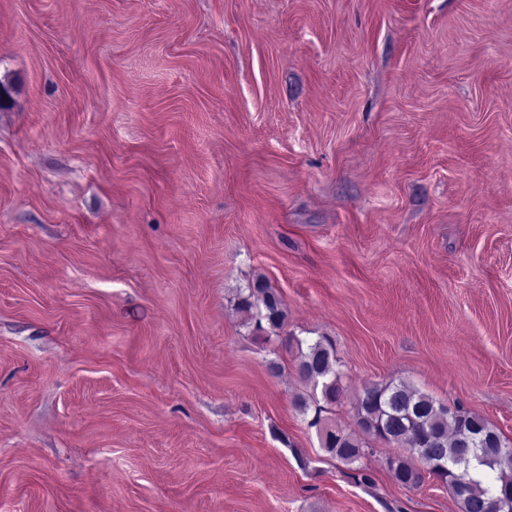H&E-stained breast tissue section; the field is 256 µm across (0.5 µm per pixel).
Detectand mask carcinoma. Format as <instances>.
I'll use <instances>...</instances> for the list:
<instances>
[{
	"instance_id": "cac0c4a2",
	"label": "carcinoma",
	"mask_w": 512,
	"mask_h": 512,
	"mask_svg": "<svg viewBox=\"0 0 512 512\" xmlns=\"http://www.w3.org/2000/svg\"><path fill=\"white\" fill-rule=\"evenodd\" d=\"M239 310L251 313L256 337L272 333L284 344H297L296 370L298 376L314 386L321 387V398L309 405L304 398H297L295 406L307 413L314 408L309 426L322 423V413L335 404L341 395L342 374L333 342L322 337L302 347V342L284 334L286 311L281 296L263 279L255 281L247 295L237 303ZM357 424L365 434L381 442L395 444L409 452L396 455L387 461L393 478L403 487H418L429 471L430 457L427 449L434 448L438 459L448 465V471L437 479L453 490L460 512H496V505L503 497L512 498V442L484 418L459 409L450 412L449 407L436 402L406 383H371L362 388L357 401ZM486 449L488 461L479 463L488 480L475 477L465 443ZM322 448L350 465L366 456L361 438L329 426L321 437Z\"/></svg>"
}]
</instances>
